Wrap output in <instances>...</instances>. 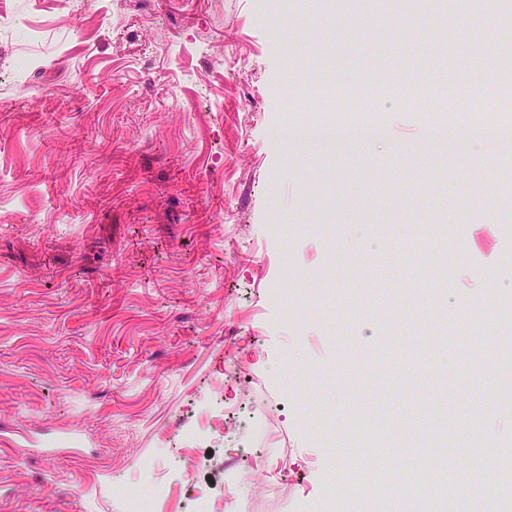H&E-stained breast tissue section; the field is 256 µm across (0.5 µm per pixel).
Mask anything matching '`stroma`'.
Listing matches in <instances>:
<instances>
[{
	"label": "stroma",
	"instance_id": "stroma-1",
	"mask_svg": "<svg viewBox=\"0 0 512 512\" xmlns=\"http://www.w3.org/2000/svg\"><path fill=\"white\" fill-rule=\"evenodd\" d=\"M0 512H122L116 487L224 512H365L363 473L480 506L512 448V134L428 96L496 77L512 15L459 0H0ZM387 143L269 137L328 96ZM488 140L475 155L470 125ZM487 192L470 195L477 171ZM445 222L448 240H437ZM469 325L468 341L457 331ZM250 425L163 440L218 406ZM476 418L469 439L457 425ZM235 472L225 471V463ZM156 466L145 480L141 466ZM344 475V494L333 487Z\"/></svg>",
	"mask_w": 512,
	"mask_h": 512
}]
</instances>
